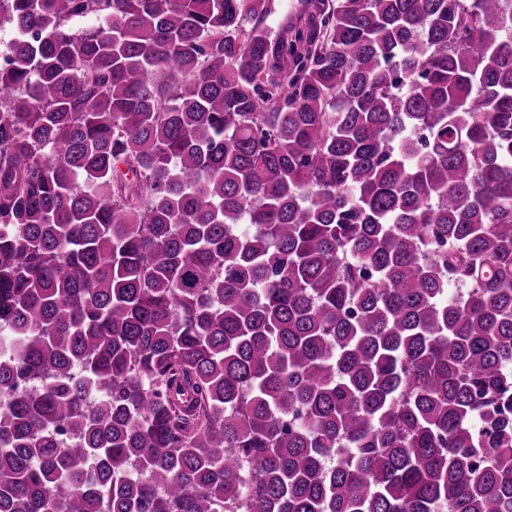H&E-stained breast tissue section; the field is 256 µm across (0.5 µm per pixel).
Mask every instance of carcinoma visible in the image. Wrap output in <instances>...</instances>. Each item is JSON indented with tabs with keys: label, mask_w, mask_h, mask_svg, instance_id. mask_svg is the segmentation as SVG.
<instances>
[{
	"label": "carcinoma",
	"mask_w": 512,
	"mask_h": 512,
	"mask_svg": "<svg viewBox=\"0 0 512 512\" xmlns=\"http://www.w3.org/2000/svg\"><path fill=\"white\" fill-rule=\"evenodd\" d=\"M0 0V512H512V0Z\"/></svg>",
	"instance_id": "1"
}]
</instances>
